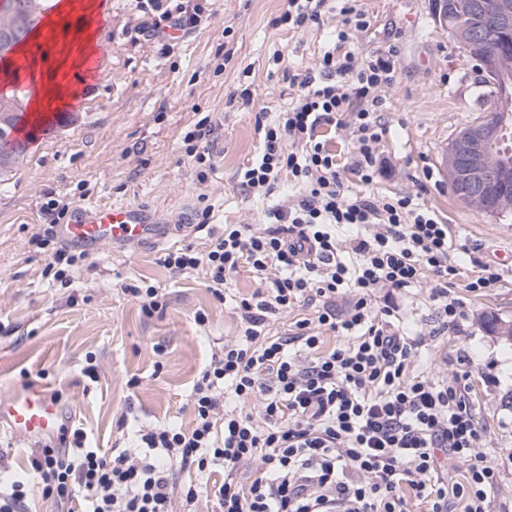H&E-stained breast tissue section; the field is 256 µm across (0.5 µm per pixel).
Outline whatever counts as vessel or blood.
Wrapping results in <instances>:
<instances>
[{
	"mask_svg": "<svg viewBox=\"0 0 512 512\" xmlns=\"http://www.w3.org/2000/svg\"><path fill=\"white\" fill-rule=\"evenodd\" d=\"M64 244L93 252L105 245H153L169 242L170 233L149 210L136 206L78 205L67 223L58 225ZM0 424L18 437L37 442L59 436L65 424L57 400L31 384L0 398Z\"/></svg>",
	"mask_w": 512,
	"mask_h": 512,
	"instance_id": "b4317fda",
	"label": "vessel or blood"
}]
</instances>
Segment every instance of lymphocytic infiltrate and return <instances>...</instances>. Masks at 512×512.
I'll list each match as a JSON object with an SVG mask.
<instances>
[{
	"label": "lymphocytic infiltrate",
	"mask_w": 512,
	"mask_h": 512,
	"mask_svg": "<svg viewBox=\"0 0 512 512\" xmlns=\"http://www.w3.org/2000/svg\"><path fill=\"white\" fill-rule=\"evenodd\" d=\"M341 25L333 45L311 68L290 77L293 105L259 112L260 152L240 172L249 195L269 200L262 224H228L206 251L187 244L167 251L175 273L202 270L216 299L240 268L261 283L236 304L240 329L225 341L194 386L191 428L139 426L136 444L110 453L86 447V435L46 438L27 471L0 480V512H26L25 487L45 497L85 503L86 512H493L496 466L480 453L486 436L461 378L413 374L421 338L396 330L392 310L372 303L381 288L435 281L445 328L463 313L449 299L459 268L448 224L417 195L371 196L365 185L383 169L388 134L379 113L395 79L383 53L368 58L348 47L351 33L372 24L361 0H337ZM348 132L352 170L361 187L340 177L336 155L319 129ZM299 185L277 197L282 179ZM70 202L51 200L30 244L49 252L46 274L68 283L82 255L61 245L56 228ZM352 297L337 317V296ZM303 308L293 333L268 335L270 317ZM345 343L324 348V335ZM249 465V483L237 480ZM461 479H437L441 467ZM222 472L210 490L182 472Z\"/></svg>",
	"instance_id": "obj_1"
}]
</instances>
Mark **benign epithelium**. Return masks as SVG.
<instances>
[{"label": "benign epithelium", "instance_id": "1", "mask_svg": "<svg viewBox=\"0 0 512 512\" xmlns=\"http://www.w3.org/2000/svg\"><path fill=\"white\" fill-rule=\"evenodd\" d=\"M454 8L465 18L472 13L480 17L476 25L454 29L457 43L470 57L479 54L485 30L512 28V0H496L490 8L484 0H464ZM510 117L502 103L486 105L479 119L453 136L445 155L449 182L457 195L485 216H499L512 209V195L492 193L495 187L512 182V152L503 149Z\"/></svg>", "mask_w": 512, "mask_h": 512}]
</instances>
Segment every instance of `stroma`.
Here are the masks:
<instances>
[{
  "label": "stroma",
  "instance_id": "35a3bbf8",
  "mask_svg": "<svg viewBox=\"0 0 512 512\" xmlns=\"http://www.w3.org/2000/svg\"><path fill=\"white\" fill-rule=\"evenodd\" d=\"M92 26L104 59L102 77L83 86L72 122L39 134L18 164L0 171V397L36 383L56 397L70 429L107 452L131 444L134 426H190V394L201 371L236 336L235 306L258 283L248 269L228 279L216 299L202 271L174 276L160 262L165 246L106 247L86 255L68 284L43 274L46 253L28 239L49 199L129 204L184 230L174 245L206 249L228 224H257L262 203L246 198L238 171L259 150V109L287 110L288 75L314 66L337 18L304 30L273 28L283 0H201L207 20L165 43L150 29L159 11L137 0H103ZM370 29L350 49L366 57L393 50L396 80L384 93L390 129L387 159L372 192L416 191L451 227L460 269L449 298L464 312L443 332L431 285L380 290L376 308L392 307L405 334L425 332L415 372L439 381L466 377L484 452L499 478L495 512H512V340L488 333L486 314L512 321V215L483 216L459 201L444 163L450 139L479 117L487 92L474 61L431 21L432 0H364ZM281 55L273 65V55ZM250 87L253 102L233 93ZM215 125L210 166L199 178L185 134L197 120ZM432 171L425 180L424 171ZM209 210L207 227L197 214ZM496 265L500 282L479 294L466 282L474 261ZM159 289L163 310L145 315L124 285ZM207 316L197 324L195 312Z\"/></svg>",
  "mask_w": 512,
  "mask_h": 512
}]
</instances>
